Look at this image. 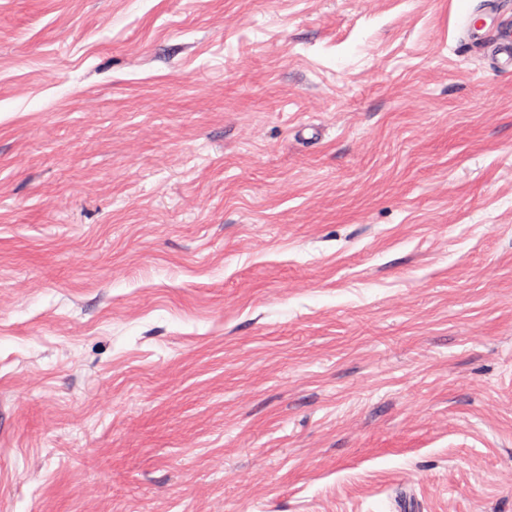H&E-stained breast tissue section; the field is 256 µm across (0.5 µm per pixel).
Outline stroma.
<instances>
[{"label":"stroma","instance_id":"35a3bbf8","mask_svg":"<svg viewBox=\"0 0 512 512\" xmlns=\"http://www.w3.org/2000/svg\"><path fill=\"white\" fill-rule=\"evenodd\" d=\"M483 7L0 0V512H512Z\"/></svg>","mask_w":512,"mask_h":512}]
</instances>
